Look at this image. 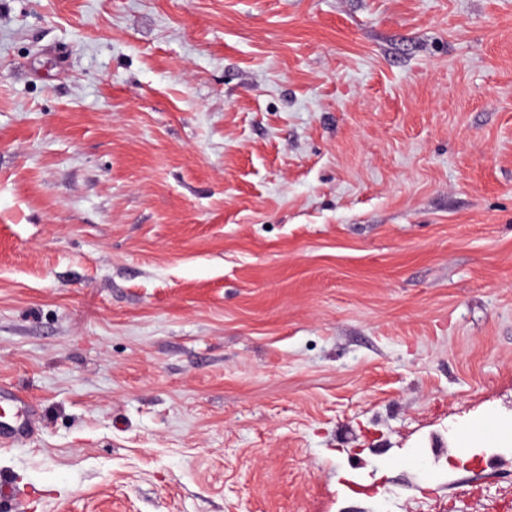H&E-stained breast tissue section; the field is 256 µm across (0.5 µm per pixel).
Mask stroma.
Wrapping results in <instances>:
<instances>
[{
  "instance_id": "obj_1",
  "label": "stroma",
  "mask_w": 512,
  "mask_h": 512,
  "mask_svg": "<svg viewBox=\"0 0 512 512\" xmlns=\"http://www.w3.org/2000/svg\"><path fill=\"white\" fill-rule=\"evenodd\" d=\"M0 512H483L512 420V0H0ZM512 445V420L490 418L464 438V448H508Z\"/></svg>"
}]
</instances>
